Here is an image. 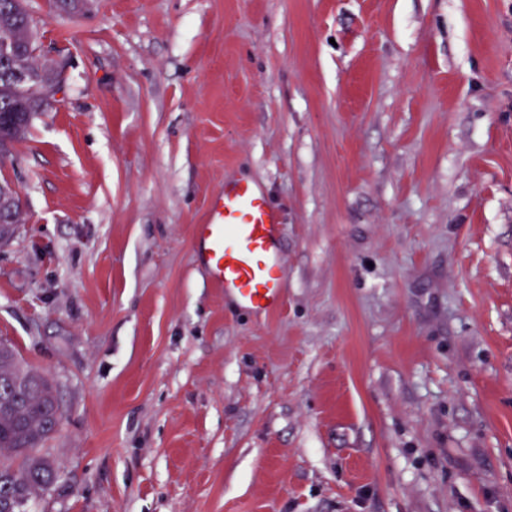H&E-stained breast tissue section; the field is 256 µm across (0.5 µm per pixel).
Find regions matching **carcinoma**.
Masks as SVG:
<instances>
[{
    "instance_id": "cac0c4a2",
    "label": "carcinoma",
    "mask_w": 512,
    "mask_h": 512,
    "mask_svg": "<svg viewBox=\"0 0 512 512\" xmlns=\"http://www.w3.org/2000/svg\"><path fill=\"white\" fill-rule=\"evenodd\" d=\"M31 21L25 5L0 0V48L22 50L8 62L0 59V113H10V120L0 122V136L11 145L24 138L32 118L46 106L32 92L49 76L29 51ZM6 377L12 384L0 386V512H27L32 492L50 487L58 477L41 448L59 426L62 411L52 382L11 346L0 351V379Z\"/></svg>"
}]
</instances>
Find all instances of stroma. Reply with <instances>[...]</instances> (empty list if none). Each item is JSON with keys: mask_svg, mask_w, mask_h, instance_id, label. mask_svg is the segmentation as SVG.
Returning <instances> with one entry per match:
<instances>
[{"mask_svg": "<svg viewBox=\"0 0 512 512\" xmlns=\"http://www.w3.org/2000/svg\"><path fill=\"white\" fill-rule=\"evenodd\" d=\"M64 92L0 160V339L54 383L29 512H512V0H27ZM282 213L284 305L197 253ZM281 214L246 180L228 182L210 200L195 238L212 280L241 308L270 313L283 300L278 248Z\"/></svg>", "mask_w": 512, "mask_h": 512, "instance_id": "obj_1", "label": "stroma"}]
</instances>
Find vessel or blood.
<instances>
[{
  "label": "vessel or blood",
  "mask_w": 512,
  "mask_h": 512,
  "mask_svg": "<svg viewBox=\"0 0 512 512\" xmlns=\"http://www.w3.org/2000/svg\"><path fill=\"white\" fill-rule=\"evenodd\" d=\"M281 214L246 180L225 183L210 200L195 238L212 280L241 308L270 313L283 300L278 248Z\"/></svg>",
  "instance_id": "vessel-or-blood-1"
}]
</instances>
